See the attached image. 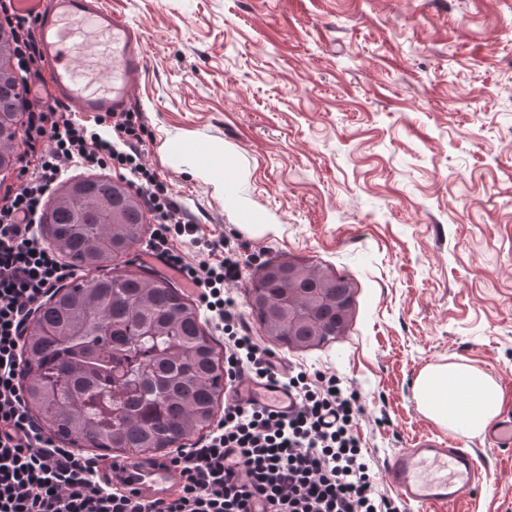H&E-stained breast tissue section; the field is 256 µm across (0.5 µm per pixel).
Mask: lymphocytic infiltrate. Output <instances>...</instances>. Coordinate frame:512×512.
Instances as JSON below:
<instances>
[{
    "label": "lymphocytic infiltrate",
    "instance_id": "lymphocytic-infiltrate-1",
    "mask_svg": "<svg viewBox=\"0 0 512 512\" xmlns=\"http://www.w3.org/2000/svg\"><path fill=\"white\" fill-rule=\"evenodd\" d=\"M0 0V17L16 34L17 71L23 85L40 81L43 56L32 21ZM20 184L0 194V512H402L382 493L355 426L356 390L333 374L298 369L280 377L296 400L292 414L252 400L224 404L201 447L181 448L171 462L179 479L167 500L143 502L101 483L97 458L59 446L37 425L19 376L24 327L35 306L72 277L41 240L38 223L51 190L72 162L129 176L157 225L148 249L183 281L225 335L228 386L271 377V353L243 330L230 288L243 280L244 261L227 239L198 234L171 184L144 159L136 112L97 117L86 125L61 102L28 99ZM194 245L188 261L178 243Z\"/></svg>",
    "mask_w": 512,
    "mask_h": 512
}]
</instances>
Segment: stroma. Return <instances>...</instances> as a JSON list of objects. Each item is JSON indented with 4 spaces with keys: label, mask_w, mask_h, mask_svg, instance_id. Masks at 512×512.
Wrapping results in <instances>:
<instances>
[{
    "label": "stroma",
    "mask_w": 512,
    "mask_h": 512,
    "mask_svg": "<svg viewBox=\"0 0 512 512\" xmlns=\"http://www.w3.org/2000/svg\"><path fill=\"white\" fill-rule=\"evenodd\" d=\"M103 2L146 57L145 159L200 236L354 282L343 336L270 349L357 389L376 471L444 432L413 392L428 365L486 372L512 414V0ZM215 144L236 200L189 171ZM239 202L272 231L242 233ZM458 442L478 482L404 512H512V451Z\"/></svg>",
    "instance_id": "35a3bbf8"
}]
</instances>
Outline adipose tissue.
Returning <instances> with one entry per match:
<instances>
[{"instance_id": "ef3b65f1", "label": "adipose tissue", "mask_w": 512, "mask_h": 512, "mask_svg": "<svg viewBox=\"0 0 512 512\" xmlns=\"http://www.w3.org/2000/svg\"><path fill=\"white\" fill-rule=\"evenodd\" d=\"M414 395L428 418L468 438L483 435L503 406L496 381L464 363L425 368L415 381Z\"/></svg>"}]
</instances>
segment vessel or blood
Wrapping results in <instances>:
<instances>
[{
  "mask_svg": "<svg viewBox=\"0 0 512 512\" xmlns=\"http://www.w3.org/2000/svg\"><path fill=\"white\" fill-rule=\"evenodd\" d=\"M15 15L34 22L43 54L45 98L67 102L78 112L101 115L128 111L134 76L145 56L134 31L106 12L99 0H13ZM241 399H255L286 411L293 405L281 389L243 380ZM386 475L404 501L450 504L475 484L472 454L454 439L426 435L414 447L394 453ZM106 480L123 477L125 494L139 500L171 495L176 470L169 459L107 461Z\"/></svg>",
  "mask_w": 512,
  "mask_h": 512,
  "instance_id": "1",
  "label": "vessel or blood"
}]
</instances>
